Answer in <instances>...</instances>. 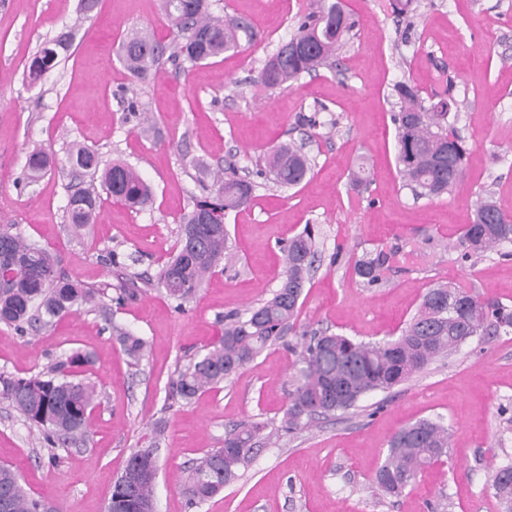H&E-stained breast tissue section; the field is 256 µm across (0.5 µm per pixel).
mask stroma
<instances>
[{
    "mask_svg": "<svg viewBox=\"0 0 512 512\" xmlns=\"http://www.w3.org/2000/svg\"><path fill=\"white\" fill-rule=\"evenodd\" d=\"M311 2L211 0L214 13L247 22L254 40L194 65L163 59L153 80L137 83L117 50L138 30L167 35L158 0H99L84 18L79 0H0V226L50 250L62 277L98 293L96 305L47 328L20 333L0 324V373L35 376L77 349L93 359L84 378L97 399L84 439L49 447L0 401V463L35 499L60 512H105L131 451L155 440L157 512H506L492 474L512 461V334L471 339L392 390L308 427L280 426L302 332L396 338L425 292L441 284L512 308V243L480 255L459 244L483 197L512 215V0H416L405 17L393 14L390 0H342L355 27L333 65L282 89L257 85L264 60L296 32ZM71 25L68 53L29 83L41 43ZM399 82L423 98L456 102L469 154L448 194L417 198L402 185L391 119ZM311 115L317 126L306 125ZM291 141L303 145L312 169L284 189L257 170L272 148ZM73 142L103 161L135 165L152 204L136 211L101 195L94 224L75 231L65 220L80 182L67 162ZM36 145L53 164L32 184L27 156ZM363 160L368 177L353 184ZM217 171L252 180V201L224 219L229 258L179 304L158 273L182 216ZM308 224L319 228L320 259L294 330L230 380L188 402L175 398L179 371L222 335L225 315L271 296L283 272L281 245ZM380 250L389 261L370 286L354 266ZM123 283L139 296L119 307L112 298ZM116 325L146 340L140 363L122 351ZM426 418L449 428L447 457L401 495H383L374 478L391 437ZM254 420L267 423L270 437L238 479L188 505L192 462Z\"/></svg>",
    "mask_w": 512,
    "mask_h": 512,
    "instance_id": "35a3bbf8",
    "label": "stroma"
}]
</instances>
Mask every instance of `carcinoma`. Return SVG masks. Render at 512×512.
<instances>
[{"instance_id": "1", "label": "carcinoma", "mask_w": 512, "mask_h": 512, "mask_svg": "<svg viewBox=\"0 0 512 512\" xmlns=\"http://www.w3.org/2000/svg\"><path fill=\"white\" fill-rule=\"evenodd\" d=\"M162 7L170 43L135 33L119 46L118 57L137 82L153 79L170 48L172 56L197 64L237 50L243 36L249 41L255 38L245 23L225 22L214 16L210 0H162ZM353 28L354 22L341 0H321L318 9L302 16L297 32L290 38L298 41L301 49L283 59L281 51L288 49V43H281L265 60L256 83L277 89L327 65ZM72 40L73 33L63 32L45 42L30 63L29 78L35 82L53 69ZM393 92L399 107L394 115L396 163L405 185L416 196L449 192L457 180L448 177V168L440 158H453L462 172L468 148L448 127V101L441 99L427 106L405 82L395 84ZM264 162L275 184L283 188L301 184L311 171L307 154L290 143L272 150ZM68 163L75 170L99 177L102 189L112 190V197L131 208L142 209L152 202L151 185L125 162L104 166L96 151L76 145L69 152ZM50 165L51 157L43 148L33 149L27 160L29 178L37 179ZM251 197V184L221 179L211 195L194 201L192 209L181 218L178 251L158 276V283L170 298L180 304L192 298L207 274L228 254L226 228L196 223L197 209L206 205L226 213L248 205ZM99 200L93 185L75 191L66 205L68 223L77 230L94 223ZM1 242L7 247V255L0 258V263L8 265L9 279L0 282V323L22 332L26 325H48L74 306L94 300L92 289L57 274L58 260L46 249L2 228ZM505 242H512V216L486 196L478 202L460 244L469 254H482ZM283 251L284 274L271 297L242 315L224 317V334L207 353L179 372L175 389L180 398L191 400L230 379L278 341L284 327L293 324L315 262L314 230L305 227L288 240ZM388 261V255L380 251L358 260L355 270L372 286L381 280ZM113 331L128 358L139 363L146 355L147 342L123 328L115 326ZM502 332H512V309L484 303L461 287L441 286L424 294L417 312L394 340L371 343L326 333L305 338L298 358L297 383L285 410L286 428H303L317 415L350 409L372 392L402 384L465 341L489 339ZM90 364L89 355L76 351L48 375L14 378L0 374V401L35 425L48 445L65 446L86 436L95 389L83 380H60L54 373ZM266 428L262 422H249L225 433L224 447L207 453L189 470L186 491L190 502L206 501L234 481ZM449 439L448 427L438 420L422 419L403 427L390 440L386 458L376 472V484L386 494L401 493L447 454ZM492 485L497 496L512 505V464L495 470ZM153 493L152 484L131 486L120 476L112 487L106 512H140L139 504ZM0 512L53 509L28 494L12 466L1 464Z\"/></svg>"}]
</instances>
